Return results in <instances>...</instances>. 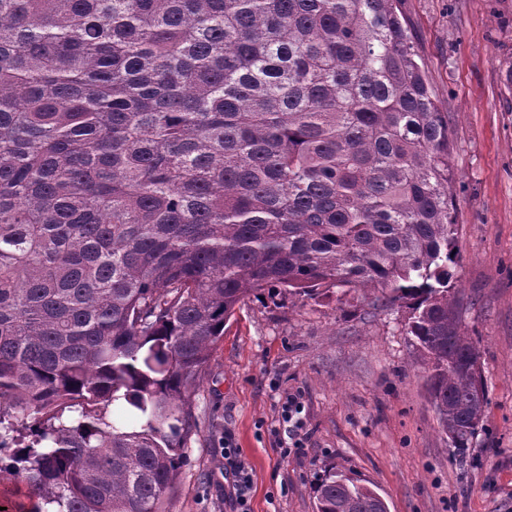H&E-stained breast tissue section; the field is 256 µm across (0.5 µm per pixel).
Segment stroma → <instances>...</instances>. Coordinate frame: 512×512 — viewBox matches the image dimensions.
I'll use <instances>...</instances> for the list:
<instances>
[{
  "label": "stroma",
  "instance_id": "35a3bbf8",
  "mask_svg": "<svg viewBox=\"0 0 512 512\" xmlns=\"http://www.w3.org/2000/svg\"><path fill=\"white\" fill-rule=\"evenodd\" d=\"M400 8L448 114L459 224L449 296L481 354L484 428L465 455L449 452L399 304L333 289L281 307L253 298L195 391L166 512H235L228 443L252 479L249 512H315L312 486L332 464L371 483L389 512H512V0Z\"/></svg>",
  "mask_w": 512,
  "mask_h": 512
}]
</instances>
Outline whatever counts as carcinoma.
<instances>
[{"mask_svg":"<svg viewBox=\"0 0 512 512\" xmlns=\"http://www.w3.org/2000/svg\"><path fill=\"white\" fill-rule=\"evenodd\" d=\"M399 2L0 0V473L31 502L5 512H162L204 367L262 293L403 304L470 448L489 398L448 298V116ZM313 498L389 512L334 466Z\"/></svg>","mask_w":512,"mask_h":512,"instance_id":"1","label":"carcinoma"}]
</instances>
